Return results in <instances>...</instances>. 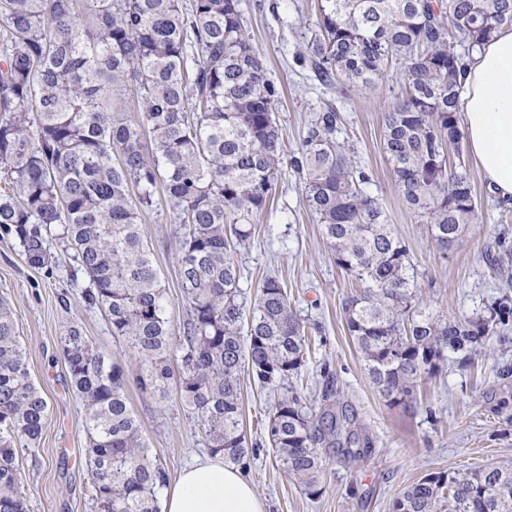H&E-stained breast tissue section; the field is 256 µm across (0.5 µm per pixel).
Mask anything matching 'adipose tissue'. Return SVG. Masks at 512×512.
I'll return each mask as SVG.
<instances>
[{
  "instance_id": "ef3b65f1",
  "label": "adipose tissue",
  "mask_w": 512,
  "mask_h": 512,
  "mask_svg": "<svg viewBox=\"0 0 512 512\" xmlns=\"http://www.w3.org/2000/svg\"><path fill=\"white\" fill-rule=\"evenodd\" d=\"M460 101L470 155L494 195L512 204V27L500 28L467 62ZM162 512H264L241 472L222 457L185 469Z\"/></svg>"
}]
</instances>
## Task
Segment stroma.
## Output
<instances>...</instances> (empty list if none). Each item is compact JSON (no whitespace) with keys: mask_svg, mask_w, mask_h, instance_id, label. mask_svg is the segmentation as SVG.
I'll use <instances>...</instances> for the list:
<instances>
[{"mask_svg":"<svg viewBox=\"0 0 512 512\" xmlns=\"http://www.w3.org/2000/svg\"><path fill=\"white\" fill-rule=\"evenodd\" d=\"M241 10L247 35L281 89L276 117L289 153H296L318 113L337 112L339 140L371 172L368 190L409 249L421 301L443 314L469 316L501 295L512 297V264L500 263L504 247L512 248V205L496 198L477 166L469 171L478 217L449 248L435 245L428 224L402 200L383 150V116L385 104L405 91L403 69L391 66L377 93L340 97L295 61L299 34L315 20L317 0H241ZM302 186L300 174L283 168L272 204L254 219L251 239L238 248L241 299L253 306L265 275L279 276L310 335L306 363L293 390L317 408L325 388H333L336 401L354 410L360 436L373 447L351 462L330 458L323 495L309 498L275 463L265 440L263 424L279 391L261 388L250 369H241V424L256 451L240 470L265 512H391L403 490L427 473L512 461V376L504 379L498 373L504 363L512 364V341L491 339L465 368L448 358L439 373L421 380L412 404H389L370 381L345 324L342 304L358 284L337 265L304 203ZM141 232L154 252L174 322L183 324L188 307L178 275L172 212L161 205L145 213ZM52 251L57 258L53 270L31 267L18 244L0 230V298L13 312L30 377L49 403L39 445L19 452V472L29 512H97L84 452V409L70 386L58 339L76 321L113 361L132 373L137 365L104 313L83 301L85 276L70 273L62 246ZM128 398L170 480H177L195 459L208 456L177 390L162 399L133 385Z\"/></svg>","mask_w":512,"mask_h":512,"instance_id":"obj_1","label":"stroma"}]
</instances>
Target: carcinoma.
Returning <instances> with one entry per match:
<instances>
[{"label":"carcinoma","mask_w":512,"mask_h":512,"mask_svg":"<svg viewBox=\"0 0 512 512\" xmlns=\"http://www.w3.org/2000/svg\"><path fill=\"white\" fill-rule=\"evenodd\" d=\"M512 0H318L301 33L299 66L329 90L380 89L403 66L406 92L383 117V149L407 207L446 248L476 219L459 150L464 58L499 28ZM134 87L137 115H114L118 84ZM279 87L244 30L240 0H0V228L42 268L55 237L88 279L83 300L107 315L138 363L135 378L110 361L77 324L60 337L88 438L85 454L98 512H161L169 474L149 448L128 401L130 383L165 397L178 377L181 402L204 447L239 464V371L263 388L301 374L308 327L281 281L259 286L247 338L235 254L266 209L285 149L275 108ZM338 115L310 123L290 166L336 264L362 281L343 312L364 369L392 404L413 398L446 353L461 366L512 319L504 294L480 313L440 315L419 301L405 242L368 194V173L336 137ZM181 225L178 266L189 314L175 328L143 213L157 188ZM177 369H172L171 363ZM278 401L264 424L277 462L310 498L325 491L330 453L351 461L370 449L348 406ZM48 402L31 380L13 314L0 299V512H27L17 443H39ZM512 512V463L432 472L392 503V512Z\"/></svg>","instance_id":"1"}]
</instances>
